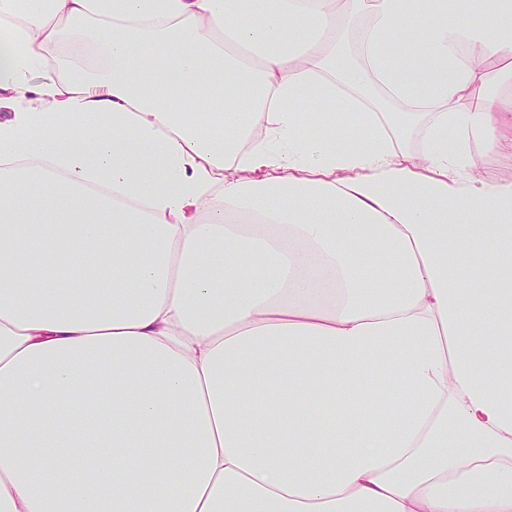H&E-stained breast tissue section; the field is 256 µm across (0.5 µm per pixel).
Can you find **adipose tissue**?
<instances>
[{
	"label": "adipose tissue",
	"instance_id": "adipose-tissue-1",
	"mask_svg": "<svg viewBox=\"0 0 512 512\" xmlns=\"http://www.w3.org/2000/svg\"><path fill=\"white\" fill-rule=\"evenodd\" d=\"M0 39V512H512V0H0ZM482 166L492 180L512 182V157L487 155L482 159Z\"/></svg>",
	"mask_w": 512,
	"mask_h": 512
}]
</instances>
